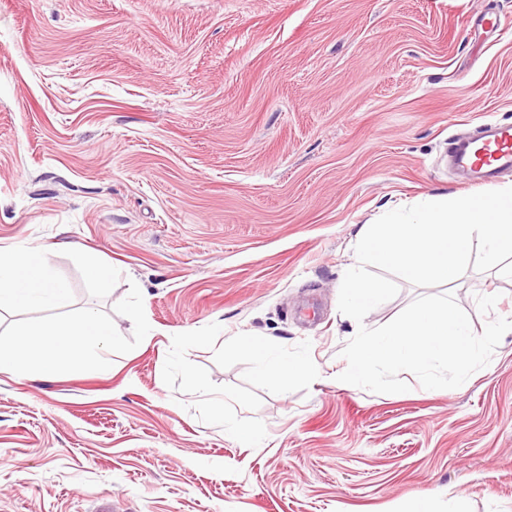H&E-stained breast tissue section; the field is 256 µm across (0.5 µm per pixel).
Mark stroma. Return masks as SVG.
Masks as SVG:
<instances>
[{"mask_svg": "<svg viewBox=\"0 0 512 512\" xmlns=\"http://www.w3.org/2000/svg\"><path fill=\"white\" fill-rule=\"evenodd\" d=\"M496 121L512 0H0V246L45 248L70 288L0 334L94 308L114 341L107 374H0V512H512V333L459 388L331 379L426 293L342 314L358 229L473 194L448 140ZM452 293L475 333L512 319V278ZM245 336L320 379L268 382L230 354Z\"/></svg>", "mask_w": 512, "mask_h": 512, "instance_id": "obj_1", "label": "stroma"}]
</instances>
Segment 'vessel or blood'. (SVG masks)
<instances>
[{
  "mask_svg": "<svg viewBox=\"0 0 512 512\" xmlns=\"http://www.w3.org/2000/svg\"><path fill=\"white\" fill-rule=\"evenodd\" d=\"M449 160L470 183L493 182L512 169V123L486 122L478 136L453 139Z\"/></svg>",
  "mask_w": 512,
  "mask_h": 512,
  "instance_id": "obj_1",
  "label": "vessel or blood"
}]
</instances>
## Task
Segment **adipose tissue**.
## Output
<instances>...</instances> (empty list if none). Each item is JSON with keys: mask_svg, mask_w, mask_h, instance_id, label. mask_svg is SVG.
<instances>
[{"mask_svg": "<svg viewBox=\"0 0 512 512\" xmlns=\"http://www.w3.org/2000/svg\"><path fill=\"white\" fill-rule=\"evenodd\" d=\"M68 299L66 283L51 274L40 248L0 247V310L61 305ZM236 347L250 352L261 374L280 386L319 375L317 365L309 358L277 359L270 346L249 338L238 340ZM87 364L102 372L112 368V321L92 308L33 325H18L8 340H0V373L30 369L53 375Z\"/></svg>", "mask_w": 512, "mask_h": 512, "instance_id": "obj_1", "label": "adipose tissue"}]
</instances>
